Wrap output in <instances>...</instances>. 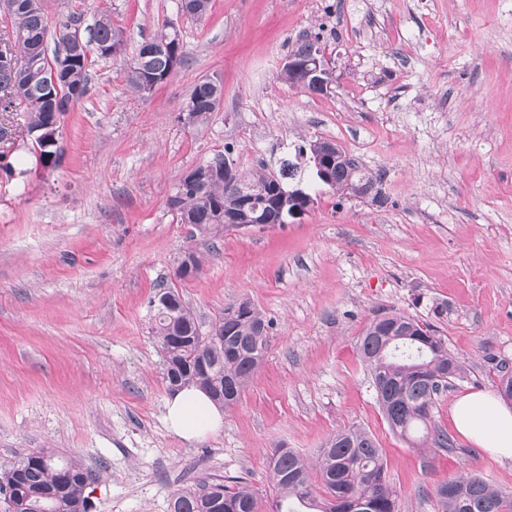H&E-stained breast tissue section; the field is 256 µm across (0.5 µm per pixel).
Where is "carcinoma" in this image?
<instances>
[{
    "label": "carcinoma",
    "mask_w": 512,
    "mask_h": 512,
    "mask_svg": "<svg viewBox=\"0 0 512 512\" xmlns=\"http://www.w3.org/2000/svg\"><path fill=\"white\" fill-rule=\"evenodd\" d=\"M11 30L5 39L27 67L12 70L0 67V112L19 108L26 112L27 131L34 138L37 162L44 168L57 165L58 148L37 140L51 121L60 120L89 91V61L78 60L59 77V91H48L52 63L46 55L49 32L44 0H15ZM69 14L54 29L56 42L67 49L70 41ZM159 50L146 52L140 45L127 72V81L138 90L142 79L162 80L173 74L170 62L182 64V39L172 25H165L149 38ZM108 43L122 47L121 28L112 16H98L84 44ZM298 70L283 68L281 77L304 86L311 93H324L323 87L303 80V66L318 59L329 65L326 46L319 35L298 39L288 53ZM224 95L223 85L213 79L198 82L185 105L192 123L204 121L216 110L215 102ZM332 155L331 181L326 186L337 191L366 190L372 202L386 203L382 192L385 172H369L338 144L322 138L300 147L298 154L313 158ZM230 162L217 154L182 175L178 186L185 187L181 202L173 204L180 222L192 224L205 234L224 231V218L236 216L247 224L261 218L266 224H285L295 203L308 208L311 195L303 189L287 188L282 178L265 169L238 173L234 184L224 182V168ZM249 196L254 205L244 204ZM169 300L165 308L154 307L153 336L164 355L167 387L182 389L196 385L214 401L226 407L236 403L252 375L262 364L269 342L271 320L247 300L232 303L212 323L209 333L201 331L191 309L179 292H161ZM419 321L394 310H384L367 324L360 337L359 351L369 367L371 385L390 430L402 437L431 421L436 396L451 380L463 378L464 368L453 356L437 330L418 336L413 327ZM0 464V493H10L4 512H90L89 488L98 473L83 464L49 449L36 451ZM273 512H399L398 492L387 477L383 455L376 438L359 426L344 427L330 436L317 450L315 460L292 448L274 449L268 459ZM317 478L324 495L313 494L312 478ZM441 512H512V490H502L481 473L471 470L450 480L435 491ZM171 512H258V498L249 487L229 478L202 483L194 489L175 493Z\"/></svg>",
    "instance_id": "obj_1"
}]
</instances>
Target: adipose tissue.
I'll list each match as a JSON object with an SVG mask.
<instances>
[{
	"mask_svg": "<svg viewBox=\"0 0 512 512\" xmlns=\"http://www.w3.org/2000/svg\"><path fill=\"white\" fill-rule=\"evenodd\" d=\"M451 419L464 438L497 460H512V409L487 391L460 396ZM169 428L191 441L215 434L224 427V412L201 390L189 387L171 394L166 402Z\"/></svg>",
	"mask_w": 512,
	"mask_h": 512,
	"instance_id": "adipose-tissue-1",
	"label": "adipose tissue"
}]
</instances>
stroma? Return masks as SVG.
<instances>
[{
  "label": "stroma",
  "instance_id": "35a3bbf8",
  "mask_svg": "<svg viewBox=\"0 0 512 512\" xmlns=\"http://www.w3.org/2000/svg\"><path fill=\"white\" fill-rule=\"evenodd\" d=\"M50 19L108 12L125 37L93 57L89 94L64 115L60 161L37 166L25 115L0 116V462L51 448L99 472L96 512H169L177 490L242 476L259 512L267 458L304 455L339 428L378 440L400 512H438L436 487L469 470L512 490V461L454 435L450 407L512 373V0H45ZM183 63L153 92L126 81L163 24ZM317 34L335 82L318 95L280 70ZM224 100L179 120L196 83ZM322 137L386 171L379 206L305 175L313 198L285 224L193 234L167 204L182 174L228 154L242 172H278ZM203 269L180 280L176 261ZM173 287L202 330L246 299L272 321L262 365L216 435L187 441L164 421V358L152 335ZM393 309L434 326L465 377L437 399L448 450L385 421L358 353L365 325Z\"/></svg>",
  "mask_w": 512,
  "mask_h": 512
}]
</instances>
